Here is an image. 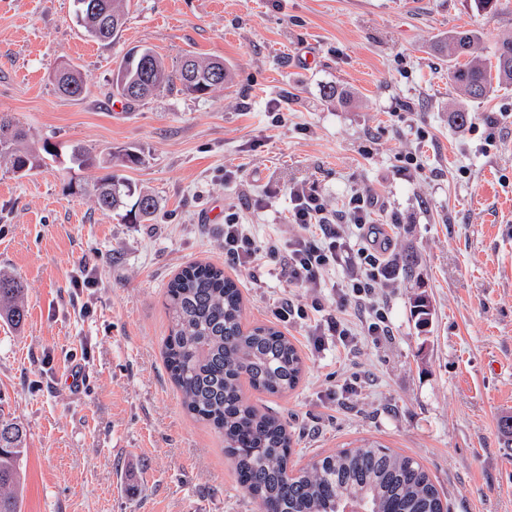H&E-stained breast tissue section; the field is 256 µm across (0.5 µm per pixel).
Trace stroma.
<instances>
[{"label":"stroma","instance_id":"stroma-1","mask_svg":"<svg viewBox=\"0 0 512 512\" xmlns=\"http://www.w3.org/2000/svg\"><path fill=\"white\" fill-rule=\"evenodd\" d=\"M451 30L476 31L477 55L492 58L512 36V0L495 12L473 0H130L109 42L82 33L73 0H0V113L60 154L28 176L0 170V269L27 297L22 327L0 321V412L27 437L21 512H258L168 378L164 292L189 262L223 266L228 206L259 237L287 234L295 181L336 211L353 192L377 196L391 334L318 351L306 326L283 325L306 372L285 395L246 399L298 438L295 467L371 438L423 465L449 512H512V438L498 428L512 414V85L466 99L430 48ZM136 46L171 64L186 50L224 59L234 79L203 98L115 107L113 71ZM66 63L82 99L55 89ZM328 85L353 103L326 101ZM75 144L139 153L124 174L155 213L125 224L100 210L101 172L70 163ZM411 155L422 174L403 172ZM225 274L250 325L273 323L277 294L305 296L275 266ZM421 288L434 307L424 332L410 314ZM353 373L363 384L349 405Z\"/></svg>","mask_w":512,"mask_h":512}]
</instances>
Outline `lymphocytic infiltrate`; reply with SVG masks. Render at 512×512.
I'll list each match as a JSON object with an SVG mask.
<instances>
[{"label": "lymphocytic infiltrate", "mask_w": 512, "mask_h": 512, "mask_svg": "<svg viewBox=\"0 0 512 512\" xmlns=\"http://www.w3.org/2000/svg\"><path fill=\"white\" fill-rule=\"evenodd\" d=\"M288 197L290 234L285 239L256 238L240 214L228 209L224 216L225 263L253 275L276 262L289 284L306 288L309 302L299 304L292 295L282 296L274 315L288 324L308 322L314 347H324L330 338L346 345L358 335H388L389 318L383 308L374 306L373 295L378 281L390 278L391 268L377 250L352 243L344 234L348 227L361 230L372 225L377 198L353 193L336 214L308 184L289 185ZM345 263L350 273L334 290L335 308L326 309L321 298L325 275Z\"/></svg>", "instance_id": "obj_1"}]
</instances>
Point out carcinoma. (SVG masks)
Segmentation results:
<instances>
[{
	"instance_id": "carcinoma-1",
	"label": "carcinoma",
	"mask_w": 512,
	"mask_h": 512,
	"mask_svg": "<svg viewBox=\"0 0 512 512\" xmlns=\"http://www.w3.org/2000/svg\"><path fill=\"white\" fill-rule=\"evenodd\" d=\"M74 0L79 26L88 36L110 41L125 23L129 0H96V11L82 10ZM475 32L455 31L437 41L433 50L454 61L452 78L464 96L486 98L494 86L512 84V37L494 52L495 63L474 54ZM118 72L125 85L112 83V97L130 106L164 91L198 96L221 90L232 78V66L222 59L183 55L169 66L150 52L149 66L137 56L123 57ZM58 91L79 99L85 92L78 66L56 71ZM30 141L28 132L11 116L0 114V166L28 172L58 157ZM71 160L80 168L103 164L132 168L141 157L126 151L102 158L76 145ZM97 206L135 224L156 209L154 197L126 177L112 172L96 184ZM164 307L169 318L163 355L169 376L182 395L187 412L224 438V452L233 460L241 489L265 512H344L353 503L361 512H447L427 471L413 458L396 453L376 440L364 438L314 460L288 476L293 454L292 435L274 414L250 404L243 383L270 395H281L299 384L304 362L292 341L274 324L243 323L241 293L224 270L210 263H194L167 284ZM413 315L421 326L432 316L427 296L413 299ZM24 292L13 278L0 275V317L18 325L24 319ZM24 449L21 426L0 420V512H21L20 459Z\"/></svg>"
}]
</instances>
